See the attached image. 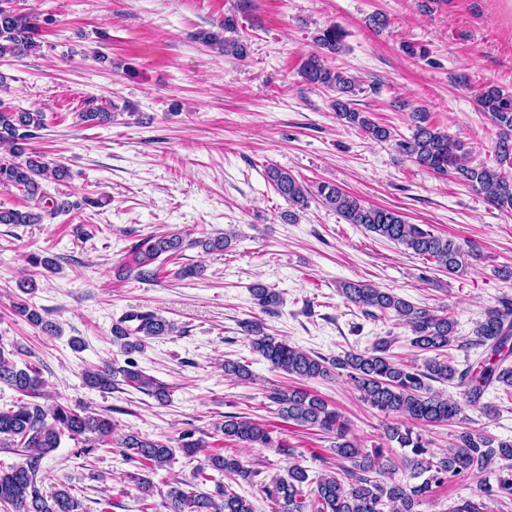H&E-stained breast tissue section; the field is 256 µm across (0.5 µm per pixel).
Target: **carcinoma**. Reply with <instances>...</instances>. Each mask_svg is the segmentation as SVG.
I'll return each instance as SVG.
<instances>
[{
	"mask_svg": "<svg viewBox=\"0 0 512 512\" xmlns=\"http://www.w3.org/2000/svg\"><path fill=\"white\" fill-rule=\"evenodd\" d=\"M14 0H0V58H20L40 48L35 40L38 26L35 17L23 14L13 7ZM238 30L237 21L224 17L217 31H201L196 39L225 56L242 59L248 54V44L241 37L227 34ZM345 32L336 25L322 29L314 37L319 52L308 55L301 64L300 75L308 84L350 93L356 80L347 72L327 64V55L339 52ZM479 107L489 113L491 123L500 129L494 146V165L470 162L471 150L465 144L430 123L429 113L412 108L413 134L396 143L398 151L419 167L443 176H452L465 182L490 205L512 211V92L496 85H486L476 94ZM337 117L349 127H356L376 141L391 138L389 128L373 121L368 113L357 112L349 104L334 100ZM83 122L107 125L112 112L95 109L77 114ZM45 126L44 113L36 108L12 109L0 106V144L8 148L10 157H0V186L14 187L34 202V209L21 212L0 208V224H40L48 214L66 212L74 206L67 199L47 195L41 181L50 178L60 181L67 177L63 166H50L44 156L29 150V141L36 131ZM268 182L294 208H306L309 197L316 195L326 207L336 211L348 224H357L367 231L403 246L414 254L434 260L438 267L450 274L465 271L472 254L451 237H442L408 223L394 210L366 205L335 185L321 183L312 193L290 172L277 166L265 170ZM232 242V235L200 238L190 245L206 253L222 252ZM184 239L178 233L150 235L137 247L135 266L129 269L134 278L143 281L156 279L157 270L150 265L162 255L181 252ZM249 290L263 311L270 312L283 304L280 292L260 283ZM340 294L350 303L364 308L368 316L376 312H391L397 320L411 329V346L429 354L423 365L396 360L389 354L391 341L375 340L362 352L349 351L333 360L314 355L298 346L264 334L254 322L246 324L253 352L265 359L274 370L298 380L325 379L332 369H343L360 391L364 403L391 418L386 424L384 438L405 450L402 460L410 469L417 484H403L388 475L392 462L384 458L382 446L368 452L361 443L350 437L349 423L327 401L301 386L271 389L266 398L274 406L273 413L281 420L307 430H316L334 437L333 452L351 466L340 471L309 474V469L298 464L288 467L287 476L274 477L261 487L266 498L273 502L275 512H415L414 507L427 497L432 486L449 479L477 475L488 469L497 459L510 462L500 470L497 484L484 485L481 492L487 497L512 498V440H495L468 427L456 435L454 449L439 458L430 450V442L417 426L425 428L445 423L466 422L465 408L481 407L494 412V407L481 403L486 388L497 384L512 390V302L503 301L499 307H489L482 321L474 329L472 346L485 348L487 358L476 368L460 370L448 358L447 350L458 341L455 321L446 313L420 308L411 302L371 284L347 281L341 284ZM41 333L54 336L57 325L44 317L34 305L23 300L14 305ZM141 324L133 329L116 326L112 329L114 342L128 356L124 365L115 363L85 371L86 383L102 393H110L117 385V377L153 397L158 403L168 402L167 384L137 369L129 359L144 350L149 338L175 332V325L154 313L137 314ZM12 352L0 345V383L28 397L7 409L0 408V449L11 450L24 461L0 470V508L3 512H84L78 498L66 486L43 489L45 477L40 475L42 459L58 448L66 437L81 444L80 452L89 455L94 449L112 443V419L96 412L76 411L58 403L43 406L35 399L43 397V378L40 367L27 364L17 367L10 359ZM224 374L238 379H250L248 365L238 361H224ZM459 381L466 386L464 401L452 399L433 390L429 381ZM221 441H233L247 448H276L292 456L286 442L275 439L268 425L227 415L215 425ZM122 456L144 470L129 473L135 497L148 512V499L154 497L157 487L145 472H155L174 459V448L192 459L205 452L203 463L194 468L190 482H176L160 494L164 512H254L252 502L224 477L233 476L250 484L256 471L247 467L239 457L224 454V449L208 447L194 432L184 431L175 441L149 439L135 431L124 433L117 442ZM213 484L210 491L202 487Z\"/></svg>",
	"mask_w": 512,
	"mask_h": 512,
	"instance_id": "obj_1",
	"label": "carcinoma"
}]
</instances>
